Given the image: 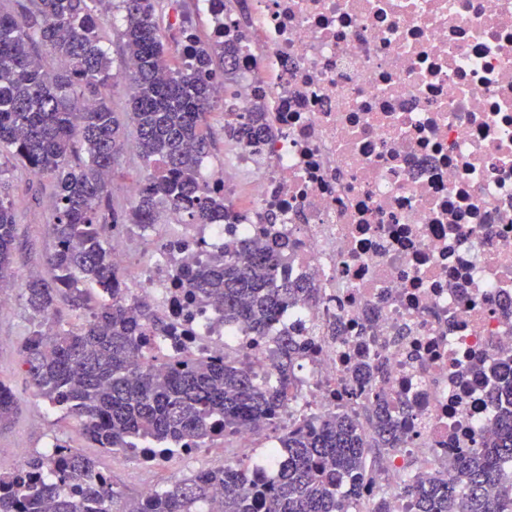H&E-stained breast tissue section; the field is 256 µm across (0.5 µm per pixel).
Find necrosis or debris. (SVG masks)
Wrapping results in <instances>:
<instances>
[{
    "instance_id": "1",
    "label": "necrosis or debris",
    "mask_w": 512,
    "mask_h": 512,
    "mask_svg": "<svg viewBox=\"0 0 512 512\" xmlns=\"http://www.w3.org/2000/svg\"><path fill=\"white\" fill-rule=\"evenodd\" d=\"M201 4L212 41L241 38L235 84L214 83L223 112L264 102L273 133L232 141L230 167L203 176L233 223L113 237L130 295L176 326L139 361L234 352L276 382L270 338L181 308L174 281L231 239L290 243L281 276L312 280L317 295L272 333L318 334L277 423L339 406L361 417L385 388L406 443L377 477L391 512H408L407 473L433 475L495 430L491 387L472 369L512 355V0H250L243 23L235 0ZM361 362L378 376L354 379Z\"/></svg>"
}]
</instances>
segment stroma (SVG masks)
<instances>
[{
    "mask_svg": "<svg viewBox=\"0 0 512 512\" xmlns=\"http://www.w3.org/2000/svg\"><path fill=\"white\" fill-rule=\"evenodd\" d=\"M178 2L177 9L163 5L155 14L156 23L166 32L170 43L179 42L180 29L184 26L192 29L199 40H207L210 24L198 0ZM144 175L137 141L128 139L112 183L111 202L115 208H128L126 186ZM7 177L17 219L13 268L20 277L31 271L51 276L47 257L54 246L51 234L53 215L48 205L52 187L45 181L27 180L16 169L8 172ZM32 330L30 314L22 302H15L10 313L0 316V382L10 386L17 399L13 420L0 427V472L13 470L23 460L60 440L96 459L100 468L108 472L113 482L127 495H138L144 473L135 460L94 447L79 434L74 420L65 417L63 410L49 409L37 396L21 364L22 351ZM232 445V440L228 439L223 447L199 449L190 459L173 453L156 468L152 478L161 485L189 476L199 469L220 467L225 449Z\"/></svg>",
    "mask_w": 512,
    "mask_h": 512,
    "instance_id": "35a3bbf8",
    "label": "stroma"
}]
</instances>
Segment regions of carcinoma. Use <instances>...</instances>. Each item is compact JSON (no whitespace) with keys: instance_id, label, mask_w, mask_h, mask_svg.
I'll use <instances>...</instances> for the list:
<instances>
[{"instance_id":"1","label":"carcinoma","mask_w":512,"mask_h":512,"mask_svg":"<svg viewBox=\"0 0 512 512\" xmlns=\"http://www.w3.org/2000/svg\"><path fill=\"white\" fill-rule=\"evenodd\" d=\"M19 21L0 10V156L22 163L27 176L54 188L48 264L51 279L27 275L20 298L34 330L22 352L36 392L77 422L97 448L130 454L140 442L157 456L174 448H209L245 427L271 426L288 403V380L307 341L270 336L279 385L261 383L241 359L186 355L157 367L138 355L170 326L151 304L132 298L112 263L109 238L122 224H156L166 205L187 224L230 219L224 197L200 174L208 154L202 132L213 105L208 75L234 79L237 44H198L174 66L170 46L155 22L161 0H118L121 37L133 69L112 72L100 29L112 0H32ZM40 45L58 60L47 70ZM127 82L130 122L112 110L109 91ZM133 125L148 175L128 209L102 214L112 196V174ZM225 134L253 144L271 133L264 105L225 119ZM17 238L14 202L0 181V284L14 276ZM284 253L261 238L228 241L224 253L177 275L187 302L224 310V323L249 335L269 336L285 308L314 299L310 281L279 279ZM78 322L64 321L59 304ZM52 331L43 332L44 323ZM503 381L493 388L498 430L479 446L448 458L431 478L411 473L401 488L415 512H512V356L502 358ZM17 410L12 390L0 382V426ZM367 425L344 409L308 418L280 437L268 473L244 459L203 470L155 490L127 497L95 459L62 443L56 454L33 455L0 472V512H197L217 500L216 512H352L371 486L366 454L404 442L387 395L375 393Z\"/></svg>"}]
</instances>
